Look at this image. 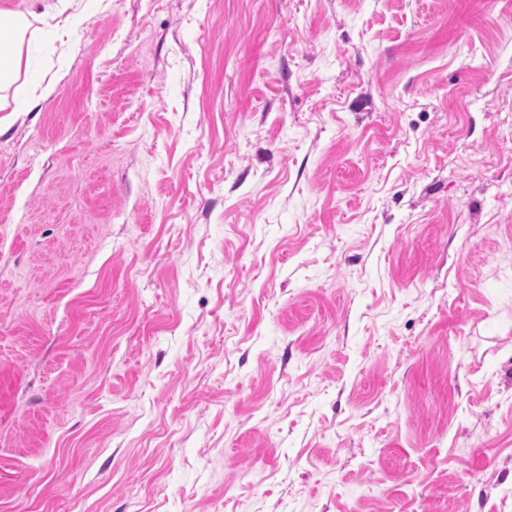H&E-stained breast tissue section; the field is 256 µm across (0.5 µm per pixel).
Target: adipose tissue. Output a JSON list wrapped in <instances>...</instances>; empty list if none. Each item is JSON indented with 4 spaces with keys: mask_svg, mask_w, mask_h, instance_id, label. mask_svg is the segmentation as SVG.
<instances>
[{
    "mask_svg": "<svg viewBox=\"0 0 512 512\" xmlns=\"http://www.w3.org/2000/svg\"><path fill=\"white\" fill-rule=\"evenodd\" d=\"M31 23L24 16H16L6 38L0 39V112L28 110L47 100L55 91L57 77L46 76L34 70L24 54ZM23 81L26 95L12 93L16 81Z\"/></svg>",
    "mask_w": 512,
    "mask_h": 512,
    "instance_id": "ef3b65f1",
    "label": "adipose tissue"
}]
</instances>
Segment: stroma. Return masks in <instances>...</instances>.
Listing matches in <instances>:
<instances>
[{"label":"stroma","instance_id":"stroma-1","mask_svg":"<svg viewBox=\"0 0 512 512\" xmlns=\"http://www.w3.org/2000/svg\"><path fill=\"white\" fill-rule=\"evenodd\" d=\"M0 112V512H512V0H73Z\"/></svg>","mask_w":512,"mask_h":512}]
</instances>
